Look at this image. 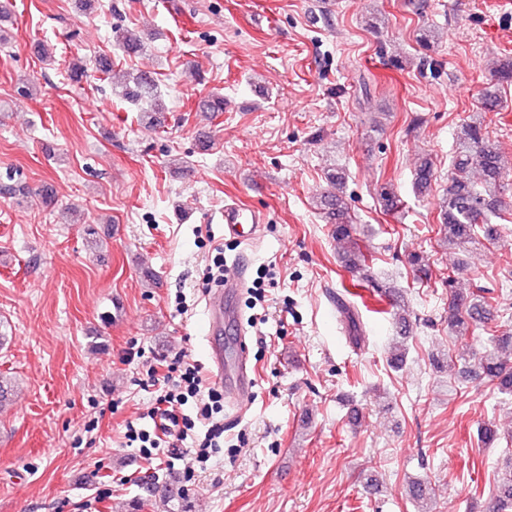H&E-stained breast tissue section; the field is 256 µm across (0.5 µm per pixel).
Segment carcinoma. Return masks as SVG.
<instances>
[{"instance_id": "obj_1", "label": "carcinoma", "mask_w": 512, "mask_h": 512, "mask_svg": "<svg viewBox=\"0 0 512 512\" xmlns=\"http://www.w3.org/2000/svg\"><path fill=\"white\" fill-rule=\"evenodd\" d=\"M113 38L128 56L141 50L142 40L127 28L114 30ZM90 67L100 72L105 80L112 79V60L99 56L70 65L71 81H81ZM123 97L133 105L146 104L149 112L159 115L165 112L164 98L158 84L145 73L140 72L132 77V82L125 85ZM451 166L453 172L448 178V188L440 206L442 224L439 225L438 234L441 239L450 247L478 244L482 239L490 243L498 240L497 219L501 218L502 211L500 190L505 161L495 142L484 131L482 123L473 121L461 126L456 135ZM472 171L478 174L475 181L469 177ZM433 177L431 161L422 160L415 170L416 189L425 192ZM319 206L323 207L329 219L332 237L338 243L345 244L343 263L356 275L353 286L362 285L368 281L364 271L369 257L353 237L347 204L336 193L329 191L320 197ZM349 296L354 297L356 293L344 289L343 295L336 296V306L345 314L347 330L353 334L358 331L360 322L358 312L351 309L347 301ZM450 307L451 327L459 336L466 335L484 318V301L476 297L469 299L455 292L450 295ZM477 368L484 378L496 385L499 393L512 396V360L503 356L499 349L486 352L479 359ZM142 489L144 495L137 502L140 512L148 507L166 508L176 500H184L181 493L166 488L160 490L151 481L145 482ZM408 491L411 500L425 512L432 496L431 485L414 481ZM493 508L496 512H512V474L497 486Z\"/></svg>"}]
</instances>
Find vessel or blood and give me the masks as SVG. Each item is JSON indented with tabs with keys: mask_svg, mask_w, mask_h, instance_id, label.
<instances>
[{
	"mask_svg": "<svg viewBox=\"0 0 512 512\" xmlns=\"http://www.w3.org/2000/svg\"><path fill=\"white\" fill-rule=\"evenodd\" d=\"M221 217L225 237L241 243L255 240L265 222L263 212L237 203L225 204ZM247 269L246 257H239L233 263L232 272L225 276L223 286L208 295L202 325V332L209 339L207 358L215 379L223 385L226 399L241 411L248 408L255 383L248 342L242 335L231 337L224 343L217 342L216 337L225 327L241 323L237 298Z\"/></svg>",
	"mask_w": 512,
	"mask_h": 512,
	"instance_id": "vessel-or-blood-1",
	"label": "vessel or blood"
}]
</instances>
